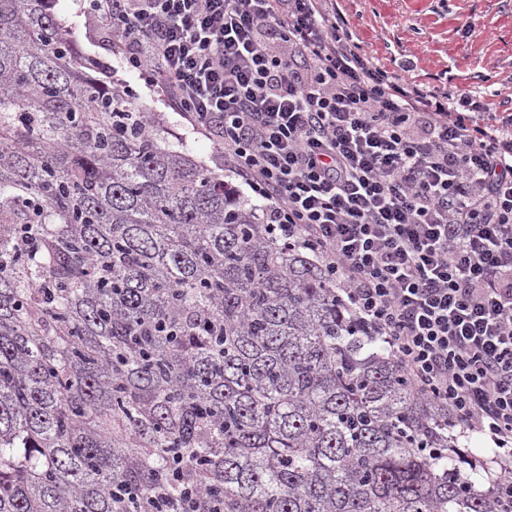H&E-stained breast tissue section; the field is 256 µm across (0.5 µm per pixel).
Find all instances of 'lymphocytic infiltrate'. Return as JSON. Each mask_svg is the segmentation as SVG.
I'll return each mask as SVG.
<instances>
[{"label":"lymphocytic infiltrate","instance_id":"obj_1","mask_svg":"<svg viewBox=\"0 0 512 512\" xmlns=\"http://www.w3.org/2000/svg\"><path fill=\"white\" fill-rule=\"evenodd\" d=\"M211 140L422 399L493 445L512 500V113L406 81L336 0H83Z\"/></svg>","mask_w":512,"mask_h":512}]
</instances>
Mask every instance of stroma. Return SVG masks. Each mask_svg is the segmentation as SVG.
Returning a JSON list of instances; mask_svg holds the SVG:
<instances>
[{
    "label": "stroma",
    "instance_id": "35a3bbf8",
    "mask_svg": "<svg viewBox=\"0 0 512 512\" xmlns=\"http://www.w3.org/2000/svg\"><path fill=\"white\" fill-rule=\"evenodd\" d=\"M352 33L389 70L412 59L411 79L452 95L461 91L488 94L492 111L512 113V0H339ZM54 11L68 29L76 51L88 61L104 60L112 67L107 83L133 82L102 44V35L78 14L76 0H57ZM138 105L165 116L172 140L187 139L195 156L242 196L250 190L226 172L211 142L148 89H141Z\"/></svg>",
    "mask_w": 512,
    "mask_h": 512
}]
</instances>
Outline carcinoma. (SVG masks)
<instances>
[{
  "instance_id": "carcinoma-1",
  "label": "carcinoma",
  "mask_w": 512,
  "mask_h": 512,
  "mask_svg": "<svg viewBox=\"0 0 512 512\" xmlns=\"http://www.w3.org/2000/svg\"><path fill=\"white\" fill-rule=\"evenodd\" d=\"M0 0V512H497L305 249Z\"/></svg>"
}]
</instances>
